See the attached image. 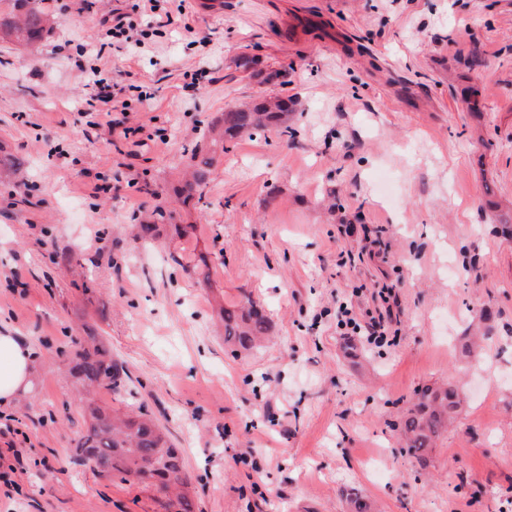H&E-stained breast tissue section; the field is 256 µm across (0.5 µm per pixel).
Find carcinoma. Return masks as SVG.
Masks as SVG:
<instances>
[{
    "label": "carcinoma",
    "mask_w": 512,
    "mask_h": 512,
    "mask_svg": "<svg viewBox=\"0 0 512 512\" xmlns=\"http://www.w3.org/2000/svg\"><path fill=\"white\" fill-rule=\"evenodd\" d=\"M42 0H8L0 8V39L31 45L40 41L57 18L40 6ZM275 130L286 135L288 104L278 99L266 100L253 108H233L216 122L207 125L202 142L185 148L190 176L178 189L183 202L196 198L206 180L213 155L227 145L256 131ZM153 223L137 225L142 237L154 234L156 225L172 219V212L159 207ZM224 342L241 350H250L266 338L270 322L262 307L248 299L240 305L225 307ZM71 371L90 389L121 391L129 380L127 370L112 359V353L96 336H88L72 360ZM463 404L457 387L451 383L423 385L414 393L409 408L395 424L401 435L399 452L427 465L437 439L460 413ZM91 423L73 449L75 457L93 464L101 475L132 477L149 481L162 494L165 512H195L194 503L185 491L187 479L184 460L172 448L160 425L148 413L120 417L99 407L90 408Z\"/></svg>",
    "instance_id": "carcinoma-1"
}]
</instances>
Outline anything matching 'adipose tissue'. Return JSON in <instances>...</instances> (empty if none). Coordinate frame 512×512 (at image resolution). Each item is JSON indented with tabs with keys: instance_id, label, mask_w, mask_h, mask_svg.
Wrapping results in <instances>:
<instances>
[{
	"instance_id": "adipose-tissue-1",
	"label": "adipose tissue",
	"mask_w": 512,
	"mask_h": 512,
	"mask_svg": "<svg viewBox=\"0 0 512 512\" xmlns=\"http://www.w3.org/2000/svg\"><path fill=\"white\" fill-rule=\"evenodd\" d=\"M34 351L12 332H0V407L26 394L34 374Z\"/></svg>"
}]
</instances>
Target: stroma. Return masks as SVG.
I'll return each instance as SVG.
<instances>
[{
	"instance_id": "stroma-1",
	"label": "stroma",
	"mask_w": 512,
	"mask_h": 512,
	"mask_svg": "<svg viewBox=\"0 0 512 512\" xmlns=\"http://www.w3.org/2000/svg\"><path fill=\"white\" fill-rule=\"evenodd\" d=\"M134 3L43 0L61 21L42 41L0 42V327L36 352L0 408V456L27 466L11 512H162L153 487L73 458L77 334L130 376L94 401L148 411L181 449L195 512H348L354 489L373 512H512V0L191 5L100 61L149 105L89 114L80 50ZM275 94L294 136L236 140L182 204L184 147ZM113 121L164 140L133 148ZM159 206L174 222L137 237ZM247 296L270 339L234 352L219 313ZM343 302L391 313V343L342 335ZM450 378L466 406L423 468L394 424Z\"/></svg>"
}]
</instances>
